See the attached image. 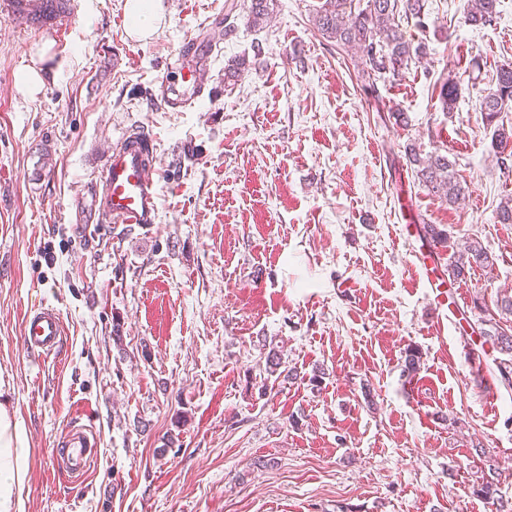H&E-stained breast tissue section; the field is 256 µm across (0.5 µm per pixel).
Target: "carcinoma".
<instances>
[{"mask_svg": "<svg viewBox=\"0 0 512 512\" xmlns=\"http://www.w3.org/2000/svg\"><path fill=\"white\" fill-rule=\"evenodd\" d=\"M270 0H252L247 23L258 25L269 18ZM499 0H472L464 16V22L472 26L490 24L497 15ZM411 16L424 25V0H323L317 12V29L327 39L336 42L338 48H353L360 53L361 69L358 76L373 81L388 75L396 80L403 76L410 64L418 63L425 55V45L413 44L406 39L401 18ZM460 88L458 82L447 79L440 88L439 98L447 112L454 111ZM512 108V65L504 64L496 71L494 88L479 100V111L487 124L495 125L491 147L503 168L512 159V125L500 121L501 114ZM407 162L416 168V175L427 190L446 203H456L464 189L455 176V163L448 156L434 153L425 158L413 145L404 147ZM423 239L436 247H447L448 230L435 224L420 227ZM476 264L482 267L494 265L488 248L477 238L471 239L463 252L452 255L446 272L454 281L465 276L466 268ZM479 333L505 353L512 352V334L499 322L484 320ZM497 467L494 461L487 464V472L474 488L476 495L495 506V512H505L499 496Z\"/></svg>", "mask_w": 512, "mask_h": 512, "instance_id": "cac0c4a2", "label": "carcinoma"}]
</instances>
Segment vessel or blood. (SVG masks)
<instances>
[{
  "label": "vessel or blood",
  "mask_w": 512,
  "mask_h": 512,
  "mask_svg": "<svg viewBox=\"0 0 512 512\" xmlns=\"http://www.w3.org/2000/svg\"><path fill=\"white\" fill-rule=\"evenodd\" d=\"M79 0H0V18L21 28L44 27L64 38L78 13ZM209 53H202L198 66L185 71L183 57L170 63L159 84L161 99L173 111L190 106L207 85ZM154 148L142 135L126 134L110 149L98 184L90 195V208L97 223L146 227L156 223L160 195L155 178ZM22 335L31 354H59L65 329L61 314L50 305L27 311ZM70 471L87 476L95 453L84 426H70L59 451Z\"/></svg>",
  "instance_id": "b4317fda"
}]
</instances>
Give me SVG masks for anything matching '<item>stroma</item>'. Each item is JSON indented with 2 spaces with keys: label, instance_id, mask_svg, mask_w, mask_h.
Returning a JSON list of instances; mask_svg holds the SVG:
<instances>
[{
  "label": "stroma",
  "instance_id": "35a3bbf8",
  "mask_svg": "<svg viewBox=\"0 0 512 512\" xmlns=\"http://www.w3.org/2000/svg\"><path fill=\"white\" fill-rule=\"evenodd\" d=\"M468 3L427 0L425 26L403 23L424 63L371 85L315 27L321 0H273L262 27L250 0H162L145 41L125 0H82L62 43L0 20V402L29 449L23 512H495L473 492L489 456L512 499V390L471 370L472 325L512 292V170L477 106L512 63V0L484 27ZM189 40L215 49L210 91L173 112L155 85ZM30 65L33 97L15 85ZM134 128L157 148V224H76ZM409 142L447 152L464 200L428 193ZM423 223L447 229L442 258L469 238L495 258L439 309L402 234ZM44 302L67 325L47 359L21 337ZM272 350L299 377L263 396ZM76 422L97 437L80 480L55 454ZM17 89L31 97L38 94L43 86L42 76L40 71L31 67H25L18 75L16 79Z\"/></svg>",
  "mask_w": 512,
  "mask_h": 512
}]
</instances>
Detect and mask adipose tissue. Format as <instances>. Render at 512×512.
Listing matches in <instances>:
<instances>
[{
	"mask_svg": "<svg viewBox=\"0 0 512 512\" xmlns=\"http://www.w3.org/2000/svg\"><path fill=\"white\" fill-rule=\"evenodd\" d=\"M24 432L7 403L0 402V512H22L28 473Z\"/></svg>",
	"mask_w": 512,
	"mask_h": 512,
	"instance_id": "1",
	"label": "adipose tissue"
}]
</instances>
